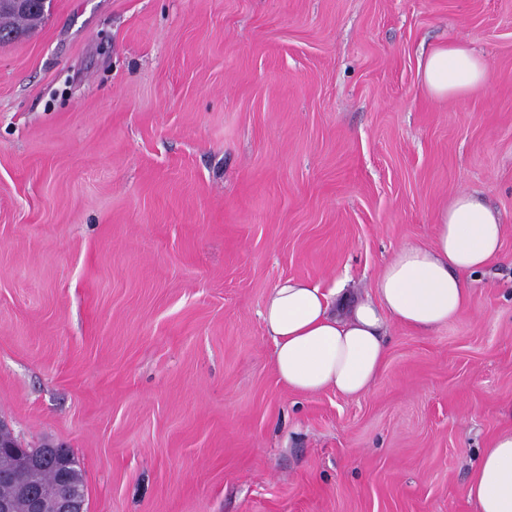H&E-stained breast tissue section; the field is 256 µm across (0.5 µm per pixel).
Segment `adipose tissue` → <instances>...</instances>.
<instances>
[{
  "instance_id": "ef3b65f1",
  "label": "adipose tissue",
  "mask_w": 512,
  "mask_h": 512,
  "mask_svg": "<svg viewBox=\"0 0 512 512\" xmlns=\"http://www.w3.org/2000/svg\"><path fill=\"white\" fill-rule=\"evenodd\" d=\"M420 68L427 91L443 99L489 79L482 57L458 42L429 50ZM502 237L500 214L459 192L439 210L434 241L400 247L369 295L351 296L342 282L326 290L304 279L280 280L261 312L279 378L298 394L369 392L385 361L388 323L427 331L456 319L471 303V277L498 254ZM465 493L476 512H512V432L482 450Z\"/></svg>"
}]
</instances>
